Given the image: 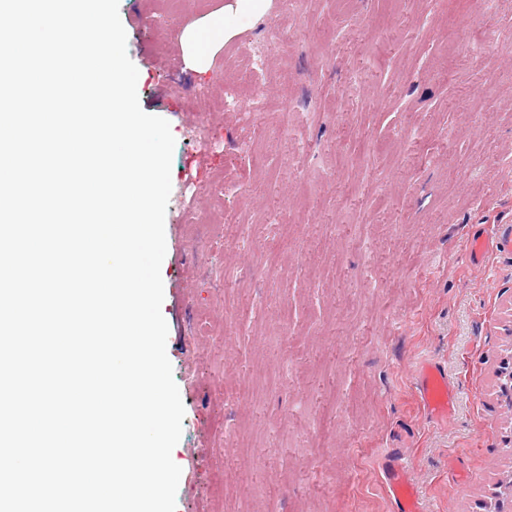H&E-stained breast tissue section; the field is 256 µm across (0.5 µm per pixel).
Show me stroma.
<instances>
[{"label": "stroma", "mask_w": 512, "mask_h": 512, "mask_svg": "<svg viewBox=\"0 0 512 512\" xmlns=\"http://www.w3.org/2000/svg\"><path fill=\"white\" fill-rule=\"evenodd\" d=\"M223 5L119 0L140 106L175 138L176 512H393V460L424 512H482L502 483L512 512V252L468 253L512 222V0H274L198 73L180 34ZM465 27L486 65L454 62ZM427 360L454 391L441 420L414 397Z\"/></svg>", "instance_id": "1"}]
</instances>
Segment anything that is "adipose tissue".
<instances>
[{
	"mask_svg": "<svg viewBox=\"0 0 512 512\" xmlns=\"http://www.w3.org/2000/svg\"><path fill=\"white\" fill-rule=\"evenodd\" d=\"M272 8L273 0H224L219 12L205 17L200 25L182 31L179 44L184 59L195 71H207L217 44L229 42L263 20Z\"/></svg>",
	"mask_w": 512,
	"mask_h": 512,
	"instance_id": "ef3b65f1",
	"label": "adipose tissue"
}]
</instances>
